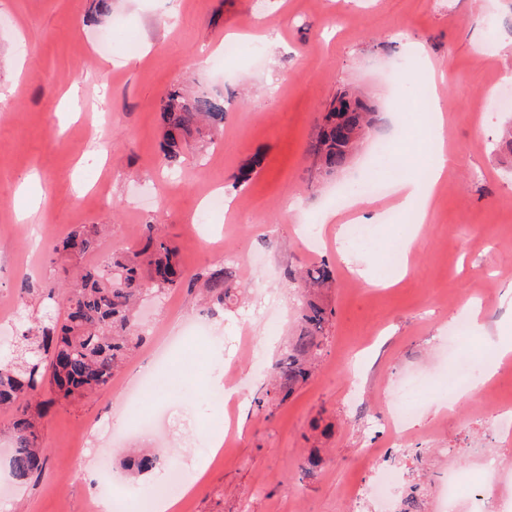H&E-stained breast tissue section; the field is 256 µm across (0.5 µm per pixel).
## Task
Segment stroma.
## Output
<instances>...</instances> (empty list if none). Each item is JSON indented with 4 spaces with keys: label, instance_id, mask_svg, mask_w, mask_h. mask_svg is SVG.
Returning a JSON list of instances; mask_svg holds the SVG:
<instances>
[{
    "label": "stroma",
    "instance_id": "35a3bbf8",
    "mask_svg": "<svg viewBox=\"0 0 512 512\" xmlns=\"http://www.w3.org/2000/svg\"><path fill=\"white\" fill-rule=\"evenodd\" d=\"M96 0H0V310L24 305L23 282L40 286L69 274L76 279L115 251L138 248L140 228L164 224L177 246L186 278L233 263L246 296L206 313L201 286L148 295L144 342L104 390L74 401L42 390L40 431L47 452L36 481L11 483L0 455V481L9 493L0 512H92L98 498L99 459L111 455L119 482L134 479L122 467L129 448H150L146 435L112 439L133 414L166 407L185 413L173 424L165 452L192 472V491L176 512H344L353 486L376 469L395 468L405 486L429 488L456 467L466 483L481 482L484 457L506 453L495 428L459 432L461 417L477 418L496 402L512 403V377L500 379L495 399L474 396L461 414L424 399L401 443L371 424L383 416L392 382L410 367L437 359L443 336L468 303L482 315L471 347L461 349L479 374L497 357L494 341L512 336V156L498 151L499 130L512 124V102L484 108L490 83L512 78V0H179L167 18L159 0H112V12L94 20ZM263 19L261 59L248 56L198 64L197 47L244 37L250 18ZM495 22L497 56L481 54L488 22ZM121 27L136 48L104 66L97 42ZM430 56L444 73L439 93L448 121L453 164L435 193L408 271L395 285L371 287L388 241L411 228L390 196L376 197L366 214L373 240L346 247L336 238L349 216L323 221L336 186L354 179L366 150L333 178L315 181L307 143L337 91L353 86L376 105L379 137L408 154L407 171L422 172L419 133L430 114L414 94L423 82L413 69L400 85L388 83L389 65ZM81 86V111L60 101ZM220 97L226 109L214 146L193 141L181 166L168 168L160 152L159 103L171 89ZM262 164L243 189L246 210L214 214L199 223L200 196L214 183L231 188L240 164ZM37 174L42 188L32 220H20L18 188ZM111 225L96 252L50 259L52 242L82 226ZM323 247L310 251L309 229ZM328 262L336 286L324 297L335 314L321 338L311 378L284 403L258 407L267 374L250 358L269 321L274 348L265 366L286 350L301 310L286 272ZM203 322L215 346L202 350L209 370L180 390L127 397L158 364H178L187 327ZM239 396L213 403V369Z\"/></svg>",
    "mask_w": 512,
    "mask_h": 512
}]
</instances>
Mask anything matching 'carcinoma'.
I'll use <instances>...</instances> for the list:
<instances>
[{
	"label": "carcinoma",
	"mask_w": 512,
	"mask_h": 512,
	"mask_svg": "<svg viewBox=\"0 0 512 512\" xmlns=\"http://www.w3.org/2000/svg\"><path fill=\"white\" fill-rule=\"evenodd\" d=\"M352 103L339 112H328L325 123L313 134L308 154L317 170L331 175L346 168L358 142L376 130L377 113L354 93ZM162 121L161 151L168 166L183 158L189 143L204 135L205 129L224 124V100L209 96H187L169 91L159 107ZM260 160L244 161L234 177L233 187L246 183ZM98 228L75 231L51 247L55 255L93 252L98 247ZM142 247L133 252L113 254L95 270L63 285L44 284L47 299L63 296L64 314L49 313L18 334L15 348L0 353V408H15L12 424L13 448L11 474L19 484L38 476L46 463L37 418L39 408L22 404L30 399L44 376H49L52 392L64 400L83 397L107 387L114 371L130 351L144 340L137 322V301L146 283L157 290H174L184 284L178 249L159 224H145ZM290 278L298 281L304 301L299 316V333L274 364L273 388L290 396L306 382L311 365L319 354L326 324L333 309L315 295L335 282L328 263L318 265ZM206 293L212 305L222 307L237 298L235 275L230 267L207 273ZM162 464L160 455L143 454L129 458L127 470L143 474Z\"/></svg>",
	"instance_id": "1"
}]
</instances>
